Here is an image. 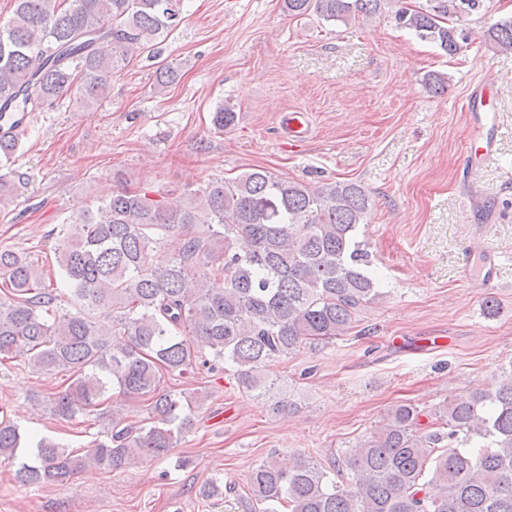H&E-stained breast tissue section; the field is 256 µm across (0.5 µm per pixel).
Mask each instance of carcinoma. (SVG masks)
Segmentation results:
<instances>
[{
	"mask_svg": "<svg viewBox=\"0 0 512 512\" xmlns=\"http://www.w3.org/2000/svg\"><path fill=\"white\" fill-rule=\"evenodd\" d=\"M380 0H283L290 16L311 10L326 22L376 13ZM0 21V113L9 104L40 106L71 94L77 103L108 99L114 69L166 38L181 20V0H14ZM480 0L400 6L395 19L452 56L467 35L445 17ZM485 40L512 48V20ZM165 64L156 86L175 83ZM236 113H213L216 130ZM369 206L354 182L309 186L253 168L215 179L179 209L145 193L119 189L95 211L60 229L58 277L81 302L61 313L43 271L20 251L0 249V358L24 357L39 371L71 373L64 389L36 397L62 419L84 416L116 394L148 401L151 425L112 424L87 455L46 438H26L0 421V457L17 460L29 484H65L89 464L120 471L161 459L194 423L195 405L160 387L161 374L184 375L197 363L232 372L255 398L276 382L265 362L307 343L346 333L377 297V278L358 228ZM177 232V255L158 259ZM111 311L112 321L97 314ZM337 482L311 457L284 469L269 458L249 477V512H512V369L492 392L455 397L430 415L410 402L393 405L374 432L341 451Z\"/></svg>",
	"mask_w": 512,
	"mask_h": 512,
	"instance_id": "cac0c4a2",
	"label": "carcinoma"
}]
</instances>
